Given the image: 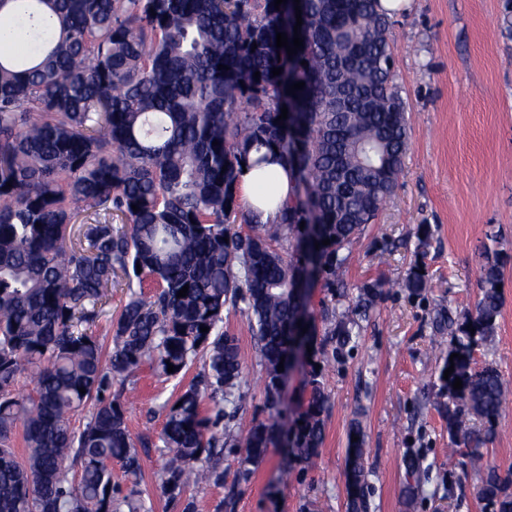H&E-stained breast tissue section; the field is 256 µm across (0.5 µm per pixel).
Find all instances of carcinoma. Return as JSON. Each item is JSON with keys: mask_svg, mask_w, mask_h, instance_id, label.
I'll return each mask as SVG.
<instances>
[{"mask_svg": "<svg viewBox=\"0 0 512 512\" xmlns=\"http://www.w3.org/2000/svg\"><path fill=\"white\" fill-rule=\"evenodd\" d=\"M10 2L9 24L29 39L6 33L3 43L17 51L0 53V512H144L140 454L124 403L112 397L116 380L136 390L144 364L169 378L201 362L165 405L161 493L179 501L191 486L224 485L227 447L238 450L247 481L277 442L276 422L254 420L237 438L245 380L224 308L249 320L272 415L290 358L303 346L312 359L341 353L382 298L378 281L342 318L323 315L325 337L311 316L300 334L318 278L336 288L342 250L375 223L402 172L408 134L393 83V22L377 0H287L278 10L274 0H0V9ZM297 5L303 46L290 56L276 33L294 29ZM300 81L303 89L287 93ZM271 162L288 169L290 198L274 218L249 211L247 231L236 229L243 168ZM114 215L126 224L114 226ZM80 216L73 241L69 225ZM279 238L286 257L271 244ZM429 240L420 225L404 281L416 295L429 288L421 261ZM502 267L501 254L485 256L475 312L461 322L438 312L433 336L450 452L482 472L490 512H512V469L483 452L509 390L497 367L473 366V348L493 336ZM120 272L155 291H130L109 321L108 351L97 321ZM319 377L308 381L303 424L288 432L293 460L305 465L324 441ZM22 378L34 384L26 396L17 392ZM471 416L488 424L484 433L472 430ZM354 436L347 512H371L357 423ZM114 461L133 484L124 495ZM404 462L412 502L425 469L415 453Z\"/></svg>", "mask_w": 512, "mask_h": 512, "instance_id": "cac0c4a2", "label": "carcinoma"}]
</instances>
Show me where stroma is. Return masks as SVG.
Here are the masks:
<instances>
[{
  "label": "stroma",
  "mask_w": 512,
  "mask_h": 512,
  "mask_svg": "<svg viewBox=\"0 0 512 512\" xmlns=\"http://www.w3.org/2000/svg\"><path fill=\"white\" fill-rule=\"evenodd\" d=\"M507 0H413L393 19L394 82L405 103L409 149L398 185L375 224L344 249L339 273L347 286L331 294L318 287L310 309L344 314L360 287L383 282L384 294L361 334L336 360L304 361L291 372L276 419L279 443L249 480L239 478L235 449L224 451V483L189 488L205 512L223 498L231 512H346L344 478L349 429L360 422L372 487L371 512H485L481 477L458 455H449L448 398L438 379L442 360L432 350L433 320L439 310L474 313L479 299L483 248L506 255L503 304L490 341L474 351L476 367L496 366L512 388V33L504 28ZM430 225L424 258L429 286L410 295L403 283L415 260L418 225ZM245 366L246 403L236 421L246 433L264 420L263 385L256 343L245 315L224 313ZM319 367L330 396L324 415V444L314 464L288 463L282 439L302 411L312 367ZM182 388L158 378L149 366L138 373L137 395L125 415L133 437L157 439L167 401ZM419 453L428 467L425 494L407 503L404 457ZM148 512H182L158 488L163 454L140 451ZM459 476L449 486V475Z\"/></svg>",
  "instance_id": "1"
}]
</instances>
